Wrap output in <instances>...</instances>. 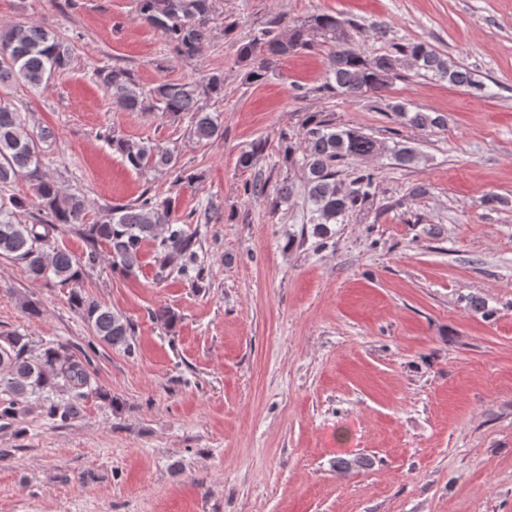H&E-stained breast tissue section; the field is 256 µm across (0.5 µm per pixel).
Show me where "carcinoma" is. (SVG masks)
<instances>
[{
    "mask_svg": "<svg viewBox=\"0 0 512 512\" xmlns=\"http://www.w3.org/2000/svg\"><path fill=\"white\" fill-rule=\"evenodd\" d=\"M139 19L157 30L179 57L196 56L209 40L213 0H137ZM280 24L254 32L239 46V57L253 64L249 76L264 78L270 64L279 57L315 46V40L330 46L329 69L324 89L349 96L385 91L400 76L401 68L411 63L449 84L468 88L478 94L484 84L470 69L437 52L424 41H408L393 47L389 54L368 58L352 46L353 23L338 15L312 16L309 26H298L287 37L279 33ZM72 61L70 49L49 28L22 22L0 27V88L23 83L33 89L49 84L54 75L67 69ZM112 94V103L125 111L151 109L165 114L190 116V130L200 140L224 138L218 117L199 105L200 95L224 97V76L212 74L204 84L162 81L153 89L151 102L133 74L114 67L100 72ZM387 107L417 129L441 125V119L420 109L411 110L403 102ZM51 132L33 133L26 128L19 108L0 100V184L22 177L31 185L38 210L46 219L33 224L17 222L16 212L26 209L28 201L20 197L0 203V256L20 264L29 277L55 280L76 288L86 268L95 265L98 246L108 247L112 270L125 276L142 267V248L155 243L159 272L195 271L193 285L204 281L199 262L197 238L174 215L171 201H159L143 193L133 204L115 205L92 224L86 223L89 204L78 194H65L47 178L41 162L42 143ZM283 159L295 164L297 152L303 153L308 196L314 205V232L328 234V225L337 224L347 212L362 205L370 196L374 174L358 168L343 188L337 182L339 168L348 161H362L380 149V144L355 130L338 129L321 113L307 117L301 141L284 132ZM109 144L135 170L155 166H176L170 151L148 143L111 138ZM72 226L87 242V251L75 257L52 243L57 226ZM73 301L98 342L114 348H130L132 327L118 312L99 300L73 293ZM90 357L77 356L59 345L34 352L28 338L19 334L0 336V416L11 418L31 396L49 402L46 411L67 418L76 413L84 388L91 384Z\"/></svg>",
    "mask_w": 512,
    "mask_h": 512,
    "instance_id": "carcinoma-1",
    "label": "carcinoma"
}]
</instances>
